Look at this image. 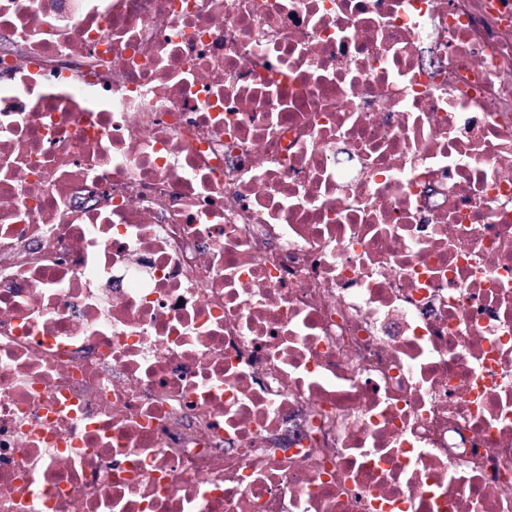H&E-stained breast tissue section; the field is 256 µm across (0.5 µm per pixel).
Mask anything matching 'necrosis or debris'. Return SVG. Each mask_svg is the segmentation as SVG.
Segmentation results:
<instances>
[{
  "label": "necrosis or debris",
  "instance_id": "4bbe7bcc",
  "mask_svg": "<svg viewBox=\"0 0 512 512\" xmlns=\"http://www.w3.org/2000/svg\"><path fill=\"white\" fill-rule=\"evenodd\" d=\"M0 29V512H512V0Z\"/></svg>",
  "mask_w": 512,
  "mask_h": 512
}]
</instances>
